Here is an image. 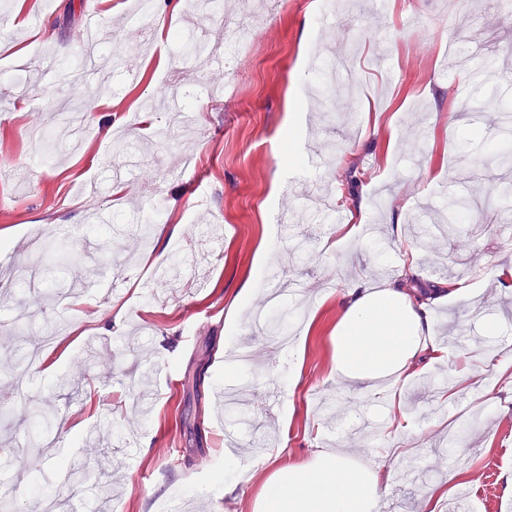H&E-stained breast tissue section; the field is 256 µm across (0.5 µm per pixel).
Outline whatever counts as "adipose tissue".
<instances>
[{
  "label": "adipose tissue",
  "mask_w": 512,
  "mask_h": 512,
  "mask_svg": "<svg viewBox=\"0 0 512 512\" xmlns=\"http://www.w3.org/2000/svg\"><path fill=\"white\" fill-rule=\"evenodd\" d=\"M336 338V382L346 392L382 395L413 376L430 321L424 305L396 285L359 280L344 290ZM381 476L349 465L340 454L316 453L300 467L279 470L261 512H378Z\"/></svg>",
  "instance_id": "1"
}]
</instances>
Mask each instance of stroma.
Segmentation results:
<instances>
[{
  "label": "stroma",
  "instance_id": "stroma-1",
  "mask_svg": "<svg viewBox=\"0 0 512 512\" xmlns=\"http://www.w3.org/2000/svg\"><path fill=\"white\" fill-rule=\"evenodd\" d=\"M495 0H263L247 10L134 13V0H0V243L45 233V248L70 253L55 281L34 268L25 288H0V446L25 448L36 423L17 409L29 401L55 411L42 458L65 512H93L110 486L109 512H256L280 468L307 463L321 448H343L383 466L395 487L387 427L394 412L415 427L401 466L413 474L394 500L416 512L433 485L446 486L441 512H512V293L495 288L512 256V126L493 111L452 112L455 101L488 96L512 102V60L498 47L512 23L485 34L484 52L464 72L448 70V35L463 16L493 15ZM235 23L252 45L224 68L222 101L209 98L186 40ZM95 31L106 95L72 96L61 68ZM355 52L358 110L346 123L309 64ZM140 74L123 80L126 67ZM304 100L303 173H285L293 103ZM138 184L140 196H114ZM472 196L467 220L445 228L443 195ZM361 212L364 242L328 248L346 215ZM109 232L122 257L102 269L96 244ZM137 251L126 249L129 240ZM406 291L434 293L451 279L481 281L476 298L432 306L430 341H465L458 355L494 349L508 356L468 387L455 385L457 358H419L393 402L337 392L336 330L342 291L380 269ZM299 285L277 312L298 337L282 350L251 294L266 277ZM61 288L74 302L61 307ZM98 310L94 319L85 304ZM261 349L235 365L243 404L221 402L227 385L224 325ZM497 320L498 332L483 333ZM111 353L116 371L96 363ZM144 415H137V408ZM140 416L131 431L125 421ZM103 442L99 459L83 455ZM238 449L245 467L224 468ZM494 470L492 488L475 474Z\"/></svg>",
  "mask_w": 512,
  "mask_h": 512
}]
</instances>
